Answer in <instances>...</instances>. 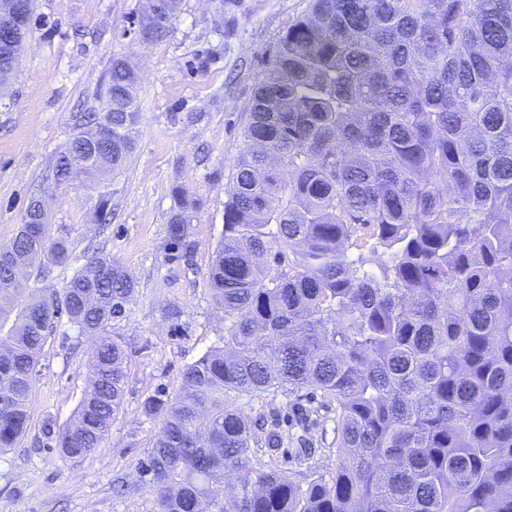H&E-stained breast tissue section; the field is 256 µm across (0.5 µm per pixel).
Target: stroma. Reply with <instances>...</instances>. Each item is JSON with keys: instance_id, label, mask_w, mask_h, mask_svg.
<instances>
[{"instance_id": "obj_1", "label": "stroma", "mask_w": 512, "mask_h": 512, "mask_svg": "<svg viewBox=\"0 0 512 512\" xmlns=\"http://www.w3.org/2000/svg\"><path fill=\"white\" fill-rule=\"evenodd\" d=\"M309 5L181 0L168 36L145 44L137 38L145 0H35L29 40L0 97V246L39 194L50 224L66 227L74 243L47 288L63 289L92 244L128 269L138 288L118 328L128 379L106 440L91 455L70 457L45 437V425L72 417L90 379L93 345L60 318L29 396V430L0 453V512H152L137 470L158 423L144 416L142 403L161 392L178 394L183 368L222 342L224 319L207 272L224 233L228 176L269 54ZM115 55L129 58L140 74L141 118L129 162L108 186L112 222L101 232L92 222L93 186L55 185L50 166L74 133L78 113L98 106ZM177 187L201 202L189 227L187 261L170 259L165 247ZM171 303L182 310L176 329L163 317ZM239 403L281 433L272 457L285 475L312 462L324 475L335 473L333 407L303 390L244 396ZM302 448L314 449L313 460L299 457Z\"/></svg>"}]
</instances>
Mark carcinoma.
Instances as JSON below:
<instances>
[{"instance_id": "obj_1", "label": "carcinoma", "mask_w": 512, "mask_h": 512, "mask_svg": "<svg viewBox=\"0 0 512 512\" xmlns=\"http://www.w3.org/2000/svg\"><path fill=\"white\" fill-rule=\"evenodd\" d=\"M180 0L140 28L170 31ZM138 76L112 58L100 108L56 153L58 186L106 187L134 149ZM112 122L109 161L80 134ZM225 190L208 281L224 346L182 371L139 472L153 512H512V0H311L279 38ZM198 202L175 191L166 246L188 259ZM99 193V226L111 221ZM466 220H461V217ZM72 241L21 224L0 247V449L26 434L55 320L97 337V375L47 429L71 456L106 439L127 383L112 329L137 283L96 248L41 288ZM35 287H16L12 255ZM307 388L335 405L336 472L254 467L236 400Z\"/></svg>"}]
</instances>
